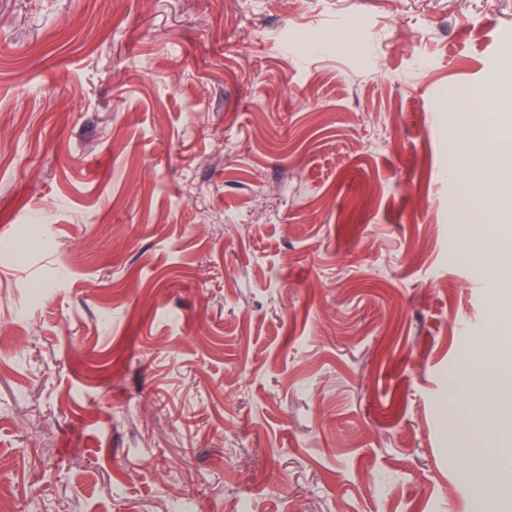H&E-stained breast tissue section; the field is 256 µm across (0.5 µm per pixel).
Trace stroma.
<instances>
[{
	"label": "stroma",
	"mask_w": 512,
	"mask_h": 512,
	"mask_svg": "<svg viewBox=\"0 0 512 512\" xmlns=\"http://www.w3.org/2000/svg\"><path fill=\"white\" fill-rule=\"evenodd\" d=\"M505 37L512 0H0L11 512H472L501 302L448 104Z\"/></svg>",
	"instance_id": "obj_1"
}]
</instances>
